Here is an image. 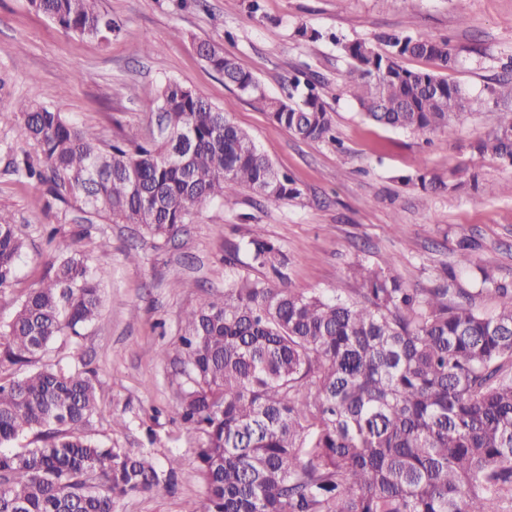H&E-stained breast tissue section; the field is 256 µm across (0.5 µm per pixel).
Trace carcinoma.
Returning <instances> with one entry per match:
<instances>
[{
  "instance_id": "obj_1",
  "label": "carcinoma",
  "mask_w": 512,
  "mask_h": 512,
  "mask_svg": "<svg viewBox=\"0 0 512 512\" xmlns=\"http://www.w3.org/2000/svg\"><path fill=\"white\" fill-rule=\"evenodd\" d=\"M62 29L108 41L119 31L98 0H29ZM384 48L336 39L349 61L351 96L376 124L421 134L461 120L465 90L448 78L404 67V57L446 70L456 57L446 40L387 35ZM197 53L225 84L262 104L296 138L335 139L318 80L295 83L288 97L267 95L224 47ZM161 134L102 146L44 104H17L26 138L38 147L30 178L50 184L116 223L171 239L193 208L247 188L270 205L302 192L257 149L224 110L167 81L157 91ZM482 157L512 165V111L479 139ZM424 190L457 191L423 172ZM80 234H47L54 260L46 282L19 305L0 342V370L35 360L59 336L95 321L103 272L80 255ZM475 240L458 242L472 282L494 283L473 263ZM23 249L15 225L0 222V288L11 284ZM248 267L282 277L286 256L256 224L243 243ZM364 300L345 289L325 298L267 279L240 276L224 300L203 298L183 320L172 363L181 383L180 417L205 435L195 449L205 497L187 512H507L512 505V288L499 286V311L486 315L448 284L420 296L391 270L358 266ZM100 413L87 372L45 365L0 379V512H113L116 501L170 491L179 460L157 468L142 453L89 440ZM34 431L43 444L7 449Z\"/></svg>"
}]
</instances>
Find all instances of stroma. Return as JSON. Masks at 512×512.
<instances>
[{"instance_id":"obj_1","label":"stroma","mask_w":512,"mask_h":512,"mask_svg":"<svg viewBox=\"0 0 512 512\" xmlns=\"http://www.w3.org/2000/svg\"><path fill=\"white\" fill-rule=\"evenodd\" d=\"M250 2L101 0L120 26L103 43L65 32L29 0H0V220L16 225L25 243L14 281L0 289V326L45 276L47 229L67 236L83 227L78 248L90 268L106 273L100 316L80 336L58 337L40 362L90 371L99 383L101 413L86 427L88 439L147 454L161 469L169 458L180 461L172 491L121 499L115 512H185L203 499L195 463L203 437L182 424L175 369L160 353L178 351L182 320L200 297L223 298L227 284L247 273L236 247L253 225L287 254L286 284L302 292L330 297L342 286L361 300L360 282L348 276L359 262L391 268L424 291L456 267V241L465 235L481 243L476 261L512 285V169L472 149L512 110V98L485 91L512 64V0H468L463 12L456 0H259L255 13ZM301 24L323 39L299 41L294 31ZM398 33L447 40L454 68L412 57L402 64L443 72L472 100L459 122L429 137L367 123L348 93L336 38L375 44ZM201 41L223 45L272 96H285L296 76L320 79L337 143L302 141L272 123L259 103L202 63ZM138 44L156 50L138 54ZM168 80L223 108L275 168L294 178L301 198L271 206L243 188L194 209L182 231L163 242L73 200H51L46 185L17 173V163L38 153L15 103L51 106L108 144L149 134L157 90ZM457 168L475 174L476 185L448 193L422 190L416 181L422 172L444 179ZM130 253L138 262L127 261ZM116 417L123 428H113Z\"/></svg>"}]
</instances>
